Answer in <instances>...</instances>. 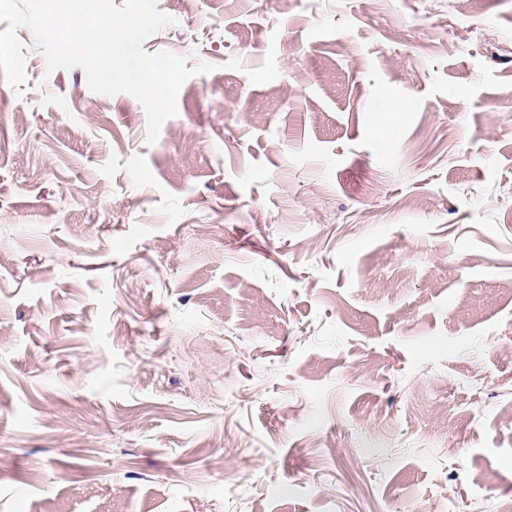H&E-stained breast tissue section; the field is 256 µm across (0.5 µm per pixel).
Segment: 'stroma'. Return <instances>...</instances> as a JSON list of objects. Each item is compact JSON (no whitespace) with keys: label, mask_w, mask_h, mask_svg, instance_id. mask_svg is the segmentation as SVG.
I'll return each instance as SVG.
<instances>
[{"label":"stroma","mask_w":512,"mask_h":512,"mask_svg":"<svg viewBox=\"0 0 512 512\" xmlns=\"http://www.w3.org/2000/svg\"><path fill=\"white\" fill-rule=\"evenodd\" d=\"M156 6L155 143L0 71V512L512 500V0Z\"/></svg>","instance_id":"1"}]
</instances>
